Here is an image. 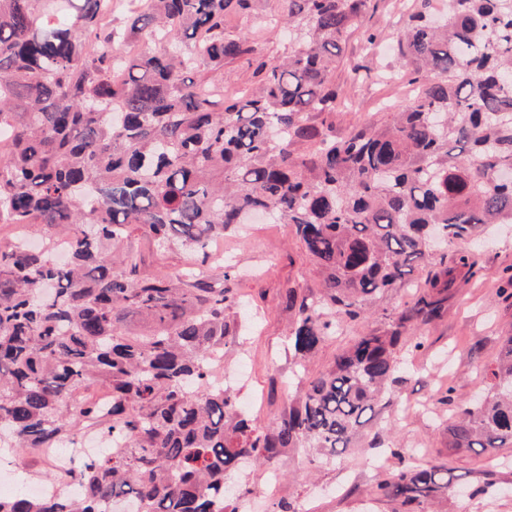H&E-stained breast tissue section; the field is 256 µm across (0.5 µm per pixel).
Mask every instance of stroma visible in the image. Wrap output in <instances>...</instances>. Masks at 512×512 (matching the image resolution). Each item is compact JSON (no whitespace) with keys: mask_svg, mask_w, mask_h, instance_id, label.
Wrapping results in <instances>:
<instances>
[{"mask_svg":"<svg viewBox=\"0 0 512 512\" xmlns=\"http://www.w3.org/2000/svg\"><path fill=\"white\" fill-rule=\"evenodd\" d=\"M409 2L374 0L361 23L376 36L374 50H365L356 34L343 43L335 80L345 109L336 115L337 135H345L359 119H387L415 93L416 84L382 77L401 63L397 36ZM274 6L275 0H256L251 17H226L227 31L257 37L266 53L282 52L284 38L265 24ZM120 250L134 257L142 278L197 264L185 250L156 249L138 232L125 239ZM477 250L480 273L449 291L448 311L425 327L422 348L402 352L405 369L389 388L388 405L361 428L349 454L312 466L305 449H282L276 466L284 476L276 487L267 485L262 468L253 470L251 492L245 498L251 512H271L274 499L293 502L304 512H390V504L374 496L377 483L398 467L384 448L389 440L421 449L429 459L448 461L461 484L472 487L492 478L487 493L449 497L437 512H512V448L498 450L500 464L495 468L470 452L449 454L447 426L453 407L439 400L440 389L448 386L460 399L486 392L485 370L496 359L502 336L512 328V298L504 290L512 275V226L481 235ZM213 252L209 273L225 281L236 300L228 312L237 346L224 363L226 384L236 395L256 397L249 415L256 424L267 426L287 410L299 378L315 376L350 338H330L305 366H296L288 349L290 314L284 297L291 288L303 292L319 287L320 279L290 225L254 220L226 231Z\"/></svg>","mask_w":512,"mask_h":512,"instance_id":"stroma-1","label":"stroma"}]
</instances>
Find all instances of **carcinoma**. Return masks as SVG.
<instances>
[{
    "label": "carcinoma",
    "instance_id": "cac0c4a2",
    "mask_svg": "<svg viewBox=\"0 0 512 512\" xmlns=\"http://www.w3.org/2000/svg\"><path fill=\"white\" fill-rule=\"evenodd\" d=\"M255 0H130L106 27L112 0H0V224H65L38 248L0 245V453L56 448L94 429L114 446L77 459L70 485L41 497L0 496V512H238L228 472L308 448L309 463L351 447L374 418L400 353L441 318L457 250L416 286L383 328L361 323L376 298L405 282L432 236L470 242L512 224V0H413L399 55L427 77L402 110L336 135L333 75L341 43L371 0H277L268 24L288 30L285 56L255 59L256 85L224 94V64L255 52L226 32ZM148 39L151 47L124 49ZM221 175L219 183L213 182ZM254 212L290 224L322 278L290 288L289 348L315 354L344 327L348 347L261 427L215 386L211 354L229 352V288L203 269L137 277L114 247L139 230L159 247L211 256L224 230ZM131 316L146 330L130 333ZM475 403H455L448 448L484 455L512 447V334ZM400 467L375 495L403 512L457 492L454 469L388 447Z\"/></svg>",
    "mask_w": 512,
    "mask_h": 512
}]
</instances>
